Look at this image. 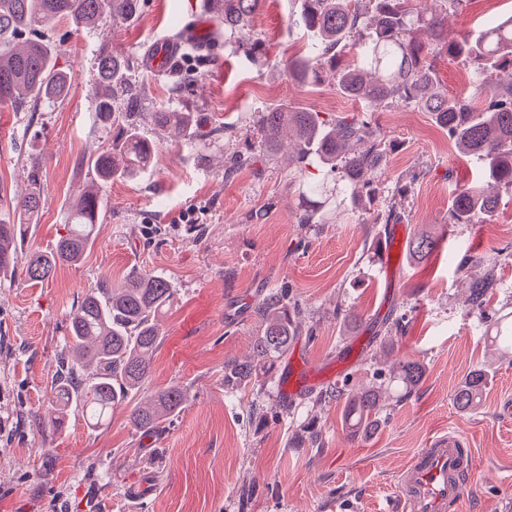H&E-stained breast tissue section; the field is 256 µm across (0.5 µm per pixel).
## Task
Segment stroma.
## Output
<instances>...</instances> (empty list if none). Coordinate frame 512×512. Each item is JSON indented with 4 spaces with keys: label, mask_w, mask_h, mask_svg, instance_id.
I'll return each instance as SVG.
<instances>
[{
    "label": "stroma",
    "mask_w": 512,
    "mask_h": 512,
    "mask_svg": "<svg viewBox=\"0 0 512 512\" xmlns=\"http://www.w3.org/2000/svg\"><path fill=\"white\" fill-rule=\"evenodd\" d=\"M292 12L291 0H265L250 23L265 55L220 51L194 91L180 96L170 91V75L143 66V53L168 38L174 22L204 18L203 0H141L130 25L78 30L61 20L47 37L61 49L59 69L74 75L67 94L33 111L0 105V194L34 187L42 199L19 254L51 251L87 186L102 199L81 262L57 267L43 283L20 271L0 280V512H379L395 470L451 426L475 456L466 512H499L512 487V419L502 415L512 404V362L491 338L496 319L512 322V192L501 191L491 219L451 223V197L480 177L482 161L461 156L431 113L387 103L373 112L386 159L370 190L346 196L330 223H301L296 143L287 137L277 155L264 153L259 112L288 105L332 120L363 106L330 81L288 77L285 61L306 50ZM509 15L512 0H464L448 15V38L461 42ZM105 46L125 59L129 83L145 88L138 126L159 156L132 181L97 182L89 163L116 137L92 107ZM432 63L442 89L471 99L469 60L444 53ZM159 109L197 113L195 130L170 138L145 118ZM214 128L224 136H211ZM238 155L253 164L232 168ZM392 207L407 236L442 234L428 262L400 250L383 267L377 253ZM134 271L162 273L176 290L158 319L152 376L136 399L178 382L187 406L153 437L135 430L127 404L96 428L76 410L63 428L45 424L71 309L103 277ZM482 278L493 286L480 308L468 285ZM279 286L304 307L305 327L262 396L229 391L224 362L250 354L254 308ZM350 350L353 361L327 374L325 385L350 393L382 387L403 359L426 370L366 438L351 435L342 404L320 398L319 388L290 401L282 394L291 361L320 367ZM480 367L490 371L481 401L461 413L454 395Z\"/></svg>",
    "instance_id": "1"
}]
</instances>
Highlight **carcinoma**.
<instances>
[{
  "label": "carcinoma",
  "mask_w": 512,
  "mask_h": 512,
  "mask_svg": "<svg viewBox=\"0 0 512 512\" xmlns=\"http://www.w3.org/2000/svg\"><path fill=\"white\" fill-rule=\"evenodd\" d=\"M216 27L205 35V44L224 43L249 58L265 53L263 43L251 32L249 23L261 11L264 0H205ZM296 22L308 37L304 55L286 63L288 75L297 80L322 81L323 70L333 73L336 91L374 106L384 102L416 105L432 113L448 131L462 153L485 162L487 184L476 182L457 190L451 201L455 224H468L477 215L491 217L499 205V193L491 187L512 188V84L495 82L496 72L512 70V17L498 20L462 44L441 40L448 16V3L464 0H431L436 8L428 15L416 13L412 0H295ZM140 0H0V104L37 108L41 103L67 94L72 75L56 66L58 48L46 39L44 30L65 19L75 29L91 28L107 20L134 22ZM356 49V59L344 63L339 53L346 46ZM466 52L474 57L472 89L484 98L482 111H474L464 100L448 96L431 77L430 59L442 52ZM125 60L103 47L97 56L101 93L95 100L97 120L118 129L120 138L90 159L102 180L116 174L131 176L156 162L154 145L140 136L131 117L119 105L134 87L126 78ZM202 78L199 71L181 75L174 87L178 95L191 91ZM151 121L179 138L192 127L194 113L160 109L149 113ZM258 126L266 150L281 147V134L288 130L297 138L300 161L309 155L336 173V180L304 182L300 197L305 207L304 224H325L333 204L358 188H370L366 176L382 164L381 135L366 115L343 116L332 122L318 112L268 108L260 113ZM361 145L358 153L348 147ZM40 195L31 190L9 201L18 219H0V276L15 271V241L22 240L37 216ZM101 199L95 189L84 192L71 206L66 234L49 252L34 251L26 256L23 270L29 281L44 282L60 264L75 263L91 247L93 230L99 221ZM440 239L422 232L407 241L408 255L422 262L439 248ZM489 280L470 284L473 303L485 304ZM175 294L162 275L133 272L125 280L104 279L83 295L69 315L70 336L58 355L52 381V401L46 422L55 425L60 414L80 407L94 425L112 415L114 407L130 402L148 379L150 356L160 343L156 317L170 306ZM255 313L260 329L252 337V355L240 361L224 362V388L263 392L268 374L288 354L302 332L305 309L287 287L266 294ZM425 375L422 364L400 360L390 369L401 402L407 399ZM487 371L473 370L455 393L461 412L479 403ZM324 395L345 399V422L358 435L374 431L382 407V391L368 388L351 397L336 386ZM187 390L178 385L154 393L147 402L133 408L131 421L136 430L158 433L170 416L183 408Z\"/></svg>",
  "instance_id": "cac0c4a2"
}]
</instances>
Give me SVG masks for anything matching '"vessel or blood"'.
<instances>
[{"instance_id": "1", "label": "vessel or blood", "mask_w": 512, "mask_h": 512, "mask_svg": "<svg viewBox=\"0 0 512 512\" xmlns=\"http://www.w3.org/2000/svg\"><path fill=\"white\" fill-rule=\"evenodd\" d=\"M474 476L468 440L457 431H442L395 472L384 512H462Z\"/></svg>"}]
</instances>
